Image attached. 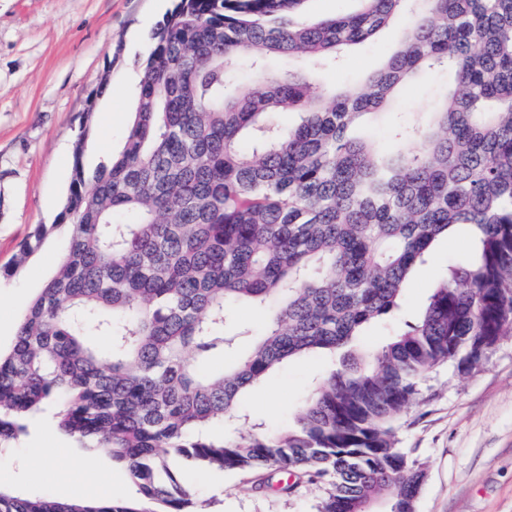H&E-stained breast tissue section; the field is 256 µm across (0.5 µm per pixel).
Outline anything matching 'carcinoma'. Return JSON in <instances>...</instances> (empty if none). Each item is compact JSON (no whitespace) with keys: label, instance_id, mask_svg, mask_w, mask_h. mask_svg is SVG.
I'll use <instances>...</instances> for the list:
<instances>
[{"label":"carcinoma","instance_id":"carcinoma-1","mask_svg":"<svg viewBox=\"0 0 512 512\" xmlns=\"http://www.w3.org/2000/svg\"><path fill=\"white\" fill-rule=\"evenodd\" d=\"M307 2L179 0L152 35L123 146L93 174L83 113L67 199L14 265L68 238L0 349V448L45 414L84 450L109 449L135 494L64 501L0 483V512H204L172 451L269 486L288 470L322 486L316 512H415L425 472L398 420L438 368L470 373L512 332V0H359L326 19ZM400 16L410 25L365 84L319 87L318 70ZM290 57L307 69L267 64ZM441 69L436 108L392 123L390 148L352 134ZM461 228L468 259L405 319L412 275ZM240 304L263 312L262 331L228 328ZM381 325V347L360 344ZM303 356L333 368L292 424L240 408Z\"/></svg>","mask_w":512,"mask_h":512}]
</instances>
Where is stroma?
Instances as JSON below:
<instances>
[{
  "instance_id": "stroma-1",
  "label": "stroma",
  "mask_w": 512,
  "mask_h": 512,
  "mask_svg": "<svg viewBox=\"0 0 512 512\" xmlns=\"http://www.w3.org/2000/svg\"><path fill=\"white\" fill-rule=\"evenodd\" d=\"M176 0H0V347H9L31 300L52 276L66 246L50 238L16 273L7 274L34 225L53 222L71 181L73 146L81 116L94 114L95 132L84 163L96 167L119 150L128 130L133 91L156 24ZM396 28L350 47L321 70L329 87H351L394 49ZM111 91L96 97L102 78ZM444 72L405 86L397 110L406 119L432 108L446 86ZM469 242L442 239L406 289L404 310L414 315L446 273L464 262ZM328 363L303 357L277 369L242 400L247 413L278 427L291 422L311 383ZM400 446L422 466L425 481L416 512H512V334L478 370L446 366L428 382L423 402L399 429ZM48 422L0 450V481L24 494L62 492L37 454L62 442ZM185 482L218 512H315L318 485L277 494L259 475L224 474L179 464Z\"/></svg>"
}]
</instances>
